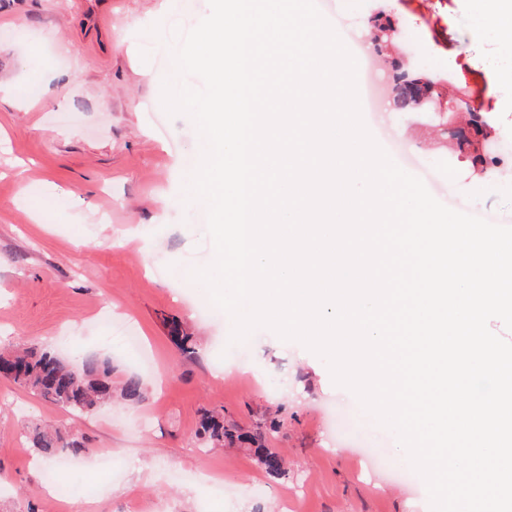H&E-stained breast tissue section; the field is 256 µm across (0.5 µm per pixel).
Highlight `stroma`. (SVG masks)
Here are the masks:
<instances>
[{
  "label": "stroma",
  "instance_id": "35a3bbf8",
  "mask_svg": "<svg viewBox=\"0 0 512 512\" xmlns=\"http://www.w3.org/2000/svg\"><path fill=\"white\" fill-rule=\"evenodd\" d=\"M316 3L381 61L374 133L438 201L512 227V81L497 69L512 40L479 27L481 0ZM208 13V0H0V350L55 345L74 364L96 354L119 378L138 373L139 353L155 365L141 375L143 403L83 417L0 377V512H198L207 497L212 512H431L409 462L374 461L388 432L339 393L322 358L266 328L231 342L204 285L154 273L214 258L205 209L183 192L200 137L161 104L174 19L191 28ZM401 69L437 80L443 100L392 108ZM472 100L496 126V166L468 164L457 148L454 107ZM172 318L194 352L171 340ZM205 408L246 430L284 419L272 446L287 478L240 449L200 452ZM59 424L91 440L63 477L93 494L59 498L27 444L29 429Z\"/></svg>",
  "mask_w": 512,
  "mask_h": 512
}]
</instances>
